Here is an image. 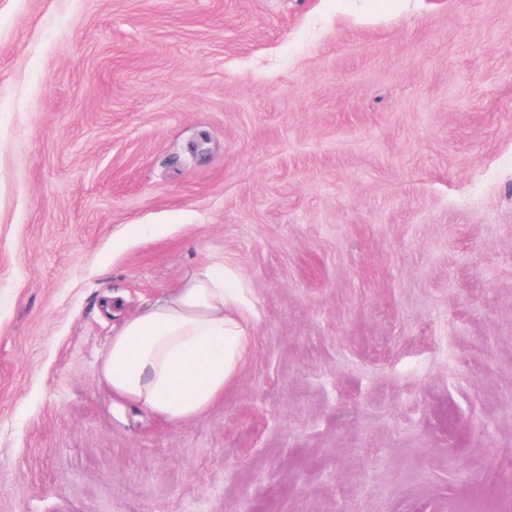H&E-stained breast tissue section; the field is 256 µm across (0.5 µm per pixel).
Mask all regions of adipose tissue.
Segmentation results:
<instances>
[{
	"label": "adipose tissue",
	"mask_w": 512,
	"mask_h": 512,
	"mask_svg": "<svg viewBox=\"0 0 512 512\" xmlns=\"http://www.w3.org/2000/svg\"><path fill=\"white\" fill-rule=\"evenodd\" d=\"M243 302L236 276L213 260L122 323L101 357L100 385L113 401L168 423L193 421L251 357Z\"/></svg>",
	"instance_id": "ef3b65f1"
}]
</instances>
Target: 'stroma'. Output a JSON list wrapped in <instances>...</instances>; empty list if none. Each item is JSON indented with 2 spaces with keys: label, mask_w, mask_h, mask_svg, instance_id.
Listing matches in <instances>:
<instances>
[{
  "label": "stroma",
  "mask_w": 512,
  "mask_h": 512,
  "mask_svg": "<svg viewBox=\"0 0 512 512\" xmlns=\"http://www.w3.org/2000/svg\"><path fill=\"white\" fill-rule=\"evenodd\" d=\"M216 258L237 380L113 405ZM0 512H512V0H0ZM244 300L233 272L213 260L122 323L101 357L100 385L112 402L174 425L193 421L251 357Z\"/></svg>",
  "instance_id": "35a3bbf8"
}]
</instances>
